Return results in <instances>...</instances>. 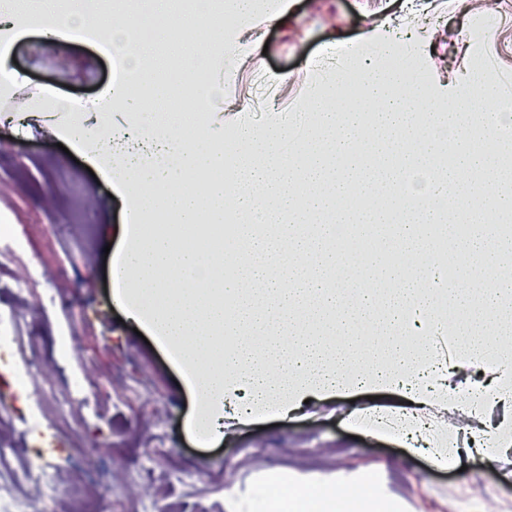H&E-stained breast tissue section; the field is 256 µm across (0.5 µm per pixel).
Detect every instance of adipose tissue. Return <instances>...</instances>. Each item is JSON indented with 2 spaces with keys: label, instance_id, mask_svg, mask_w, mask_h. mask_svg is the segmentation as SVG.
<instances>
[{
  "label": "adipose tissue",
  "instance_id": "ef3b65f1",
  "mask_svg": "<svg viewBox=\"0 0 512 512\" xmlns=\"http://www.w3.org/2000/svg\"><path fill=\"white\" fill-rule=\"evenodd\" d=\"M92 0H0V48L38 30L55 38L88 26ZM251 0H225L218 19L203 12L184 18L210 42L202 69L169 83L150 64L153 35H143L124 54L142 95L131 99L106 91L93 100V121L84 124L70 104L48 98L58 114L53 135L87 153L109 179L114 199L136 221L127 225L121 256L112 267V297L126 318L170 355L193 400L189 431L218 441L231 423L264 415L286 419L307 402L387 389L404 399L391 412L352 409L347 417L371 435L402 441L439 468L473 454L487 461L512 450V417L494 429L472 432L456 444L446 416L474 419L481 406L512 407V240L488 235L486 208L512 211V195L474 197L458 192L463 175L486 180L496 156L485 143L491 128L476 126L496 99L481 73H473L448 101L426 103L419 78L380 59L363 58L366 91L360 98L317 105L307 113L311 129L292 143L295 118L264 138H227L223 119L211 113L223 86L207 71L232 65L225 44L230 24L251 12ZM174 88L195 103L194 112L155 116L146 100ZM451 132L453 166L431 159L444 150L437 134ZM338 159L336 176L326 159ZM420 170L421 191L405 200L398 217L386 209L362 213L368 235L392 233L411 269L387 264L380 252L366 263L331 246L347 225L341 203L350 193H385L402 168ZM199 186H191L188 176ZM242 222L236 238L212 241L207 252L186 246L206 224L224 221L225 210ZM175 215L166 234L145 235L140 220ZM462 215L474 233L458 239L444 227L448 256L421 234L443 215ZM456 355L445 362L440 341ZM471 368L483 381L453 383L446 370ZM256 485L275 496L252 508L248 489L224 490L227 512H393L374 477L345 483L335 475L261 470Z\"/></svg>",
  "mask_w": 512,
  "mask_h": 512
}]
</instances>
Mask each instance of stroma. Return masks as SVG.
Instances as JSON below:
<instances>
[{"mask_svg":"<svg viewBox=\"0 0 512 512\" xmlns=\"http://www.w3.org/2000/svg\"><path fill=\"white\" fill-rule=\"evenodd\" d=\"M287 0L277 24L268 8L231 27L234 71L213 111L224 129L262 135L283 118L310 112L334 93L353 60L336 64L339 44L360 50L419 28L403 57L427 82L432 101L452 97L470 71H482L512 122V0ZM23 90L88 102L126 72L95 40L60 47L36 32L9 52ZM65 153L41 118L0 124V309L16 342L0 349V446L15 449L11 474L68 460L61 488L89 485L98 512H224L227 483L280 468L309 474L368 471L379 491L407 512H512V451L496 463L475 457L465 471H440L399 442L358 434L322 401L307 413L238 427L214 447L186 431L191 399L156 342L122 321L112 299L104 248L118 243L126 216L107 183ZM145 472L127 483L133 468ZM195 472L180 482L175 468ZM12 481V480H11Z\"/></svg>","mask_w":512,"mask_h":512,"instance_id":"1","label":"stroma"}]
</instances>
